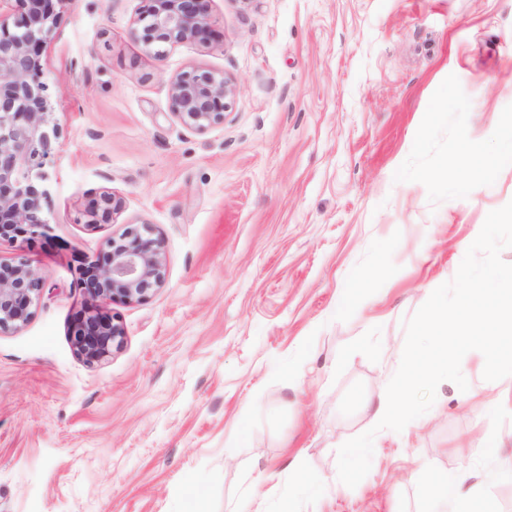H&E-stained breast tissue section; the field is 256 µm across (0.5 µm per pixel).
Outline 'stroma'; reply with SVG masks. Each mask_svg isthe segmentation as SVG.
Returning <instances> with one entry per match:
<instances>
[{
	"label": "stroma",
	"mask_w": 512,
	"mask_h": 512,
	"mask_svg": "<svg viewBox=\"0 0 512 512\" xmlns=\"http://www.w3.org/2000/svg\"><path fill=\"white\" fill-rule=\"evenodd\" d=\"M143 0H67L40 57L58 133L46 234L0 242L43 278L34 316L0 335V512H425L432 472L468 462L491 512H512V377L437 387L401 432H377L367 476L337 451L372 429L405 323L450 281L512 164L459 192L460 138L504 149L512 0H211L212 35L156 58L132 31ZM231 80L221 125L173 114L169 84ZM440 116L427 137L425 113ZM119 203L95 228L104 192ZM146 223L165 282L114 302L121 348L89 364L69 327L78 270ZM361 310L342 306L375 269ZM326 478L294 491L291 467Z\"/></svg>",
	"instance_id": "obj_1"
}]
</instances>
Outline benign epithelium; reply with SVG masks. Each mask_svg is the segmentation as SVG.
<instances>
[{
  "mask_svg": "<svg viewBox=\"0 0 512 512\" xmlns=\"http://www.w3.org/2000/svg\"><path fill=\"white\" fill-rule=\"evenodd\" d=\"M21 8L13 26L0 22V241L27 243L42 235L41 191L49 157L45 128L52 122L42 81L40 55L56 27L66 0H16ZM133 34L157 57L166 47L212 34L210 0H144ZM235 89L226 78L192 69L170 81L173 114L187 127L204 132L224 123ZM148 224H130L107 240L102 265L87 267L80 285L89 297L71 327L72 344L87 363L107 357L124 341L108 305L115 300L138 302L165 280L164 245L151 237ZM40 270L30 259H0V334L23 328L33 317L41 289Z\"/></svg>",
  "mask_w": 512,
  "mask_h": 512,
  "instance_id": "7a95c632",
  "label": "benign epithelium"
}]
</instances>
